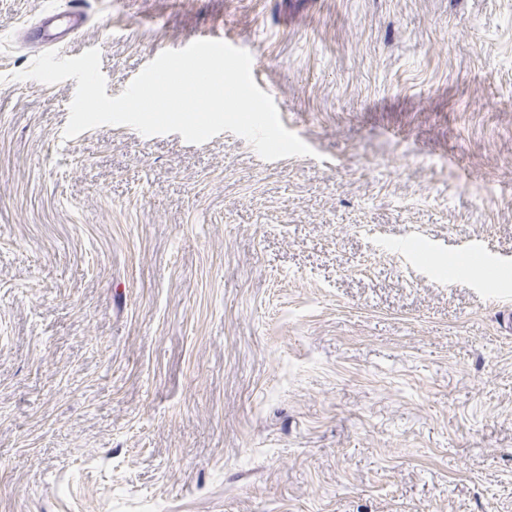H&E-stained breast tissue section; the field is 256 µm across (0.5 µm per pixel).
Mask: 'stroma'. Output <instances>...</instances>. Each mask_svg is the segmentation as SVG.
<instances>
[{
	"instance_id": "1",
	"label": "stroma",
	"mask_w": 512,
	"mask_h": 512,
	"mask_svg": "<svg viewBox=\"0 0 512 512\" xmlns=\"http://www.w3.org/2000/svg\"><path fill=\"white\" fill-rule=\"evenodd\" d=\"M69 2L0 0V512H512V0H85L111 97L248 51L274 161L65 138ZM81 6H74L67 14H53L42 19L36 37L43 45H53L63 40L66 34L82 28L85 18ZM63 28L62 30H60ZM60 30V31H59Z\"/></svg>"
}]
</instances>
